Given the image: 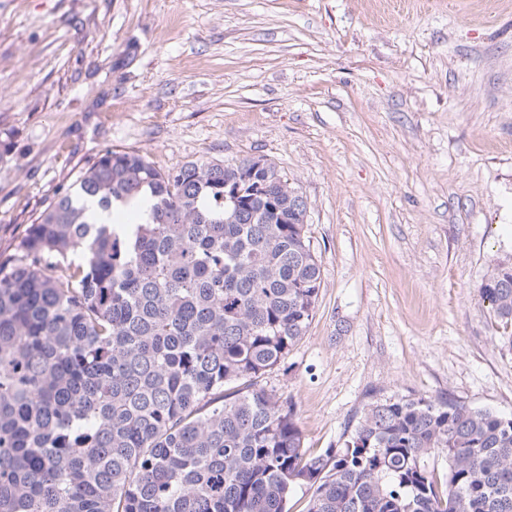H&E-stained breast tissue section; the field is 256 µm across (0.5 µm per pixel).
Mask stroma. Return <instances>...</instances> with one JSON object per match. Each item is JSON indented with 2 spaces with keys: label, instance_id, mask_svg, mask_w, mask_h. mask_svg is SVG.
I'll return each instance as SVG.
<instances>
[{
  "label": "stroma",
  "instance_id": "35a3bbf8",
  "mask_svg": "<svg viewBox=\"0 0 512 512\" xmlns=\"http://www.w3.org/2000/svg\"><path fill=\"white\" fill-rule=\"evenodd\" d=\"M0 0V255L106 149L275 163L309 207L313 319L262 378L304 446L375 395L512 417V0ZM479 292L495 317L506 323L512 321V264L493 267L484 276Z\"/></svg>",
  "mask_w": 512,
  "mask_h": 512
}]
</instances>
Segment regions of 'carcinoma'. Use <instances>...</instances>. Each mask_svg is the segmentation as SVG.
Listing matches in <instances>:
<instances>
[{
  "label": "carcinoma",
  "mask_w": 512,
  "mask_h": 512,
  "mask_svg": "<svg viewBox=\"0 0 512 512\" xmlns=\"http://www.w3.org/2000/svg\"><path fill=\"white\" fill-rule=\"evenodd\" d=\"M245 163L107 149L0 261V512H289L303 487L306 512H512V418L489 409L375 398L342 446L304 448L259 378L304 336L322 261L306 200ZM479 292L512 321V264Z\"/></svg>",
  "instance_id": "cac0c4a2"
}]
</instances>
